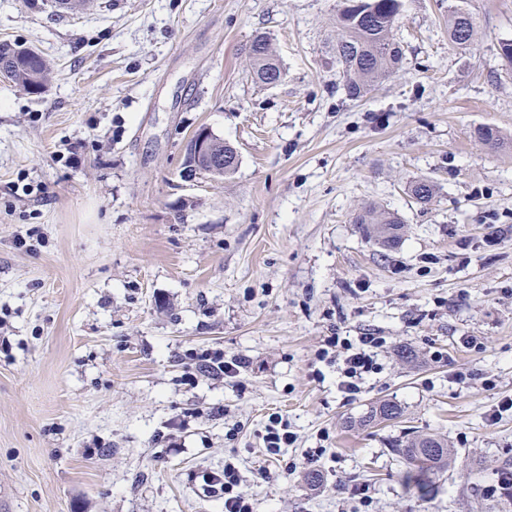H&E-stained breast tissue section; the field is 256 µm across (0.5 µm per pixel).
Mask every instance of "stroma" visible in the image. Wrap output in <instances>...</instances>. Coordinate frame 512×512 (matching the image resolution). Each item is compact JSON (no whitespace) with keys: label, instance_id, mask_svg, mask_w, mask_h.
<instances>
[{"label":"stroma","instance_id":"obj_1","mask_svg":"<svg viewBox=\"0 0 512 512\" xmlns=\"http://www.w3.org/2000/svg\"><path fill=\"white\" fill-rule=\"evenodd\" d=\"M450 3L404 0L402 69L352 101L336 0H0V41L54 69L40 95L0 78V512H224L204 477L228 461L256 512H487L466 469L489 487L512 461V235L485 242L512 225V0H471L466 52ZM201 126L234 173L181 178ZM369 204L401 217L395 248L357 224ZM364 332L388 347L351 397L316 351ZM385 398L403 417L359 425ZM274 413L298 435L280 462ZM410 430L457 456L425 496L391 452ZM320 446L319 486L285 475ZM448 10V41L453 48L460 51L468 50L478 34V25L474 13L466 7L467 1ZM249 59L257 82L266 85L276 78H281V64L266 35L260 34L253 38L249 48ZM297 440V433L291 429L288 420L278 414H272L268 418L263 437L268 457L279 460L285 448H293Z\"/></svg>","mask_w":512,"mask_h":512}]
</instances>
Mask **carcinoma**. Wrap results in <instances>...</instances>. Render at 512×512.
<instances>
[{
    "label": "carcinoma",
    "instance_id": "carcinoma-1",
    "mask_svg": "<svg viewBox=\"0 0 512 512\" xmlns=\"http://www.w3.org/2000/svg\"><path fill=\"white\" fill-rule=\"evenodd\" d=\"M350 2L338 0L332 54L345 80L346 96L358 100L402 68L403 49L393 38L392 30L403 0H363V10L368 15L362 18L358 10L349 7ZM466 4L467 0H459V4L448 10V41L460 51L468 50L478 34L476 17ZM13 48L11 43H0V64L9 67V80L29 94H42L52 74L50 62L33 47L26 50L24 57L16 58ZM249 59L257 82L266 85L281 77V64L267 36L260 34L253 38ZM408 191L414 200L427 204L435 196L436 186L428 180H418L409 184ZM357 223L366 225L367 235L384 246L391 247L400 239L402 221L395 213L369 205L358 215ZM401 416L400 405L384 400L371 407L360 425ZM392 452L412 474H436L455 462L448 440L429 433L413 435L395 445Z\"/></svg>",
    "mask_w": 512,
    "mask_h": 512
}]
</instances>
